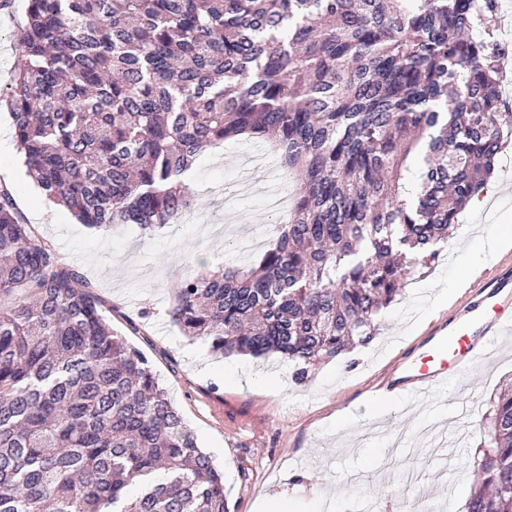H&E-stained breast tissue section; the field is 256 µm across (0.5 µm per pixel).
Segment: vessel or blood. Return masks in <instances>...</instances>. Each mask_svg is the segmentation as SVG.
Masks as SVG:
<instances>
[{
	"label": "vessel or blood",
	"instance_id": "b4317fda",
	"mask_svg": "<svg viewBox=\"0 0 512 512\" xmlns=\"http://www.w3.org/2000/svg\"><path fill=\"white\" fill-rule=\"evenodd\" d=\"M512 332V265L483 281L447 323L431 329L409 355L403 357L383 380L381 396L407 397L428 407L435 393L453 385L468 386L473 372L499 336Z\"/></svg>",
	"mask_w": 512,
	"mask_h": 512
}]
</instances>
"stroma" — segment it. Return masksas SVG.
<instances>
[{"mask_svg": "<svg viewBox=\"0 0 512 512\" xmlns=\"http://www.w3.org/2000/svg\"><path fill=\"white\" fill-rule=\"evenodd\" d=\"M26 6L9 0L0 8V94L22 63L15 33ZM3 168L13 174L12 192L36 239L54 246L90 284L113 330L149 359L199 445L223 469L230 512H263L264 502L281 497L290 512H317L322 490L332 512H368L378 500L390 512H406L415 490L400 479L404 469L419 473L441 512H466L485 413L512 382V336L494 345L464 397L450 389L425 410L403 397L378 401L373 393L469 295V287L456 285L458 251L490 231L512 234V147L499 157L498 186H486L480 208L463 211L439 261L407 279L369 347L321 364L303 385L292 381L287 360L270 357L281 383L267 388L225 379V367L252 364V357L216 355L207 341L183 336L168 309L186 274L258 259V251L242 252L240 241L281 220L269 207L283 179L271 141L230 140L201 154L191 176L193 207L152 233L135 224L99 231L42 199L1 107Z\"/></svg>", "mask_w": 512, "mask_h": 512, "instance_id": "35a3bbf8", "label": "stroma"}]
</instances>
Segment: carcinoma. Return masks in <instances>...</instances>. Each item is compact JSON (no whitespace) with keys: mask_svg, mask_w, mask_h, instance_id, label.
Returning a JSON list of instances; mask_svg holds the SVG:
<instances>
[{"mask_svg":"<svg viewBox=\"0 0 512 512\" xmlns=\"http://www.w3.org/2000/svg\"><path fill=\"white\" fill-rule=\"evenodd\" d=\"M498 0H27L6 103L27 174L81 224L153 231L206 148L276 137L297 182L252 265L188 274L169 316L298 382L379 334L512 137ZM0 189V512H229L147 358ZM467 512H512V389Z\"/></svg>","mask_w":512,"mask_h":512,"instance_id":"1","label":"carcinoma"}]
</instances>
